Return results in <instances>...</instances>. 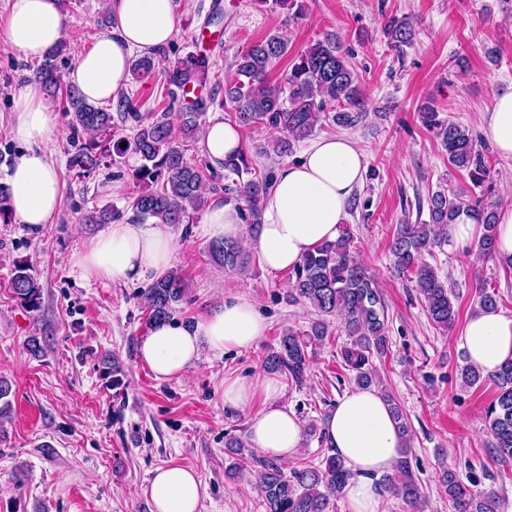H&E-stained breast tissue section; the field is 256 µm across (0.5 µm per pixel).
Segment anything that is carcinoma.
I'll return each mask as SVG.
<instances>
[{"instance_id":"obj_1","label":"carcinoma","mask_w":512,"mask_h":512,"mask_svg":"<svg viewBox=\"0 0 512 512\" xmlns=\"http://www.w3.org/2000/svg\"><path fill=\"white\" fill-rule=\"evenodd\" d=\"M385 36L388 44L399 49L411 43L413 26L405 19L393 18L385 26ZM65 49L64 41L50 49L33 71V79L69 116L72 147L69 169L76 177L84 178L117 158L136 155L140 165L132 172L135 191L130 196L129 207L132 219L142 223H192L193 215L209 205V198L202 195V190L211 184L214 191L224 193V201L244 203L253 224H258L262 203L272 184L270 174L252 168L241 152L224 160L222 168L227 183L221 186L215 183L217 172L213 166L191 165L185 159L187 142L198 139L201 117L215 105L228 109L231 121L242 128L278 132L279 136L259 148L261 155L272 153L278 157L292 153L297 143L312 137L321 119L351 129L366 117L357 73L340 47L329 42L318 41L297 54L284 82L270 83V70L288 53V43L271 34L237 53L232 62L234 72L223 82L212 71L210 57L201 51H188L165 61L162 67L152 56L136 58L131 79L141 83L160 73L163 96L179 104V110L173 120L164 112L145 123L136 103L124 93L119 97L118 107L124 118L136 123V128L132 138L119 137L114 131L112 112L89 103L76 86L63 80L58 59ZM221 83L224 98L220 100L213 93L206 97L184 96L188 87L204 90L211 84ZM420 114L423 124L440 140L448 163L467 171L474 186L486 187V194L469 199L459 194L450 197L441 191L431 193L429 221L402 225L390 246L394 268L415 282L430 322L448 330L458 316L455 294L437 270L422 260V252L447 240L448 225L465 213L483 229L477 240V254L488 259L496 256L497 208L489 200L491 166L469 130L440 117L431 104L423 106ZM245 174L249 175L246 180ZM119 217V213L103 207L87 211L83 220L88 224H110ZM13 220L9 187L0 183V222L10 224ZM210 251L214 262L228 269L244 271L249 267L246 252L235 241L213 243ZM292 280L290 301L310 304L321 320L308 333L284 332L278 348L265 357V369L285 373L295 385H303L309 366L308 348L327 337V322L338 317L348 337L339 350L341 366L353 375L357 387L378 385L374 360L386 358L389 352L385 301L377 282L367 275L354 254L350 230L343 228L335 241L308 253L294 270ZM11 290L26 312L36 313L41 309L43 288L27 262L14 264ZM141 299L149 325L165 322L171 319L176 306L188 300L186 279L181 271L172 270L147 288ZM459 375L467 387L483 379V371L472 363L463 365ZM488 378L498 389L485 412L490 454L492 460L505 463L512 460V362ZM382 398L398 424L402 448L393 472L380 476L377 484L416 509L423 495L410 457V430L392 395L384 391ZM262 468L259 490L265 512H329L331 501L343 495L350 477L335 453L324 457L317 466L304 464L293 469L289 478L270 460L262 461ZM441 481L450 512H500L496 492L475 490L479 483L475 473L463 479L446 468Z\"/></svg>"}]
</instances>
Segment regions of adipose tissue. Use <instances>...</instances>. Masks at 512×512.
<instances>
[{
    "instance_id": "1",
    "label": "adipose tissue",
    "mask_w": 512,
    "mask_h": 512,
    "mask_svg": "<svg viewBox=\"0 0 512 512\" xmlns=\"http://www.w3.org/2000/svg\"><path fill=\"white\" fill-rule=\"evenodd\" d=\"M112 26L90 49L80 51L70 81L92 102L107 103L126 90L134 55H152L168 46L177 31L174 0H104ZM66 35L59 0H10L0 19V46L28 60L42 58ZM486 134L496 152L512 157V92L494 96L485 110ZM61 133L60 116L41 85L30 83L12 99L11 135L19 144L7 176L17 223L39 229L59 212L62 188L49 150ZM211 164L241 149L239 128L223 117L209 120L201 134ZM364 150L344 136L315 140L298 161L276 166L274 186L266 198L254 237L261 264L270 271L299 265L305 255L336 240L347 205L365 170ZM207 243L246 237L240 209L213 200L197 227ZM175 252L170 229L152 222L111 224L78 253L76 265L88 282H136L161 275ZM267 324L255 305L242 296L225 298L223 306L195 325L170 320L152 327L138 344V359L160 379L184 376L202 349L221 356L248 351L264 336ZM472 363L485 372L512 360V318L480 311L461 336ZM266 406L249 420V440L263 455L292 459L303 440L299 419L281 405L278 379L261 374L224 383L225 406L243 409L256 396ZM326 442L344 461L351 476L344 488L346 512H383L375 476L392 470L401 451L397 423L375 389H356L341 397L324 422ZM153 512H199L201 482L194 469L155 468L144 489Z\"/></svg>"
}]
</instances>
